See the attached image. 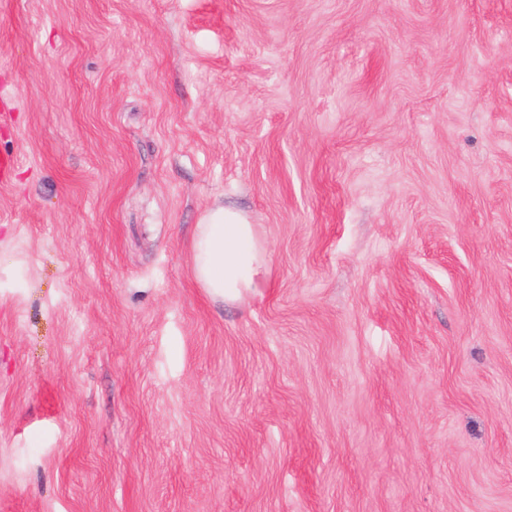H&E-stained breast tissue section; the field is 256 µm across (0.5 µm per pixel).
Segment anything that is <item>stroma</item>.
I'll use <instances>...</instances> for the list:
<instances>
[{
  "mask_svg": "<svg viewBox=\"0 0 512 512\" xmlns=\"http://www.w3.org/2000/svg\"><path fill=\"white\" fill-rule=\"evenodd\" d=\"M0 152V512H512V0H0ZM192 270L213 298L236 302L261 288L267 252L256 224L233 207L218 206L202 217L191 240Z\"/></svg>",
  "mask_w": 512,
  "mask_h": 512,
  "instance_id": "1",
  "label": "stroma"
}]
</instances>
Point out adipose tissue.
<instances>
[{
	"label": "adipose tissue",
	"mask_w": 512,
	"mask_h": 512,
	"mask_svg": "<svg viewBox=\"0 0 512 512\" xmlns=\"http://www.w3.org/2000/svg\"><path fill=\"white\" fill-rule=\"evenodd\" d=\"M192 270L213 298L236 302L261 286L268 258L255 225L235 208L209 209L191 240Z\"/></svg>",
	"instance_id": "obj_1"
}]
</instances>
